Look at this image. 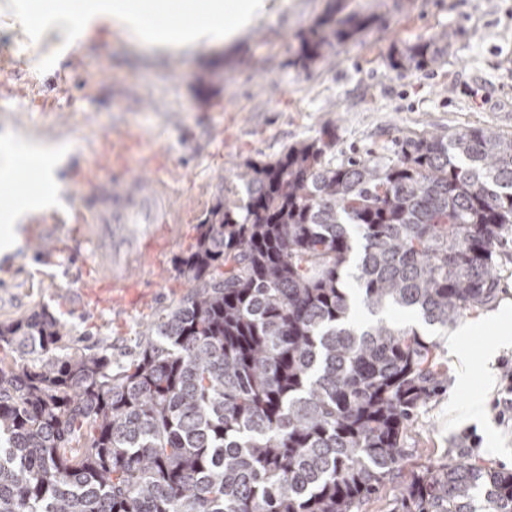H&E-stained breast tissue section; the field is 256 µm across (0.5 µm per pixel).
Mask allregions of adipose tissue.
Masks as SVG:
<instances>
[{
  "instance_id": "adipose-tissue-1",
  "label": "adipose tissue",
  "mask_w": 512,
  "mask_h": 512,
  "mask_svg": "<svg viewBox=\"0 0 512 512\" xmlns=\"http://www.w3.org/2000/svg\"><path fill=\"white\" fill-rule=\"evenodd\" d=\"M275 6V0H206L189 22L174 14L171 0H94L73 22L75 33L91 39L107 25L122 28L130 42L163 52L178 48L194 53L216 43L232 44ZM14 163L35 164L39 178L0 226V253L10 254L22 242L23 226L32 212L47 204V187L56 185L59 158L10 149Z\"/></svg>"
}]
</instances>
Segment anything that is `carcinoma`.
I'll return each instance as SVG.
<instances>
[{"label": "carcinoma", "instance_id": "obj_1", "mask_svg": "<svg viewBox=\"0 0 512 512\" xmlns=\"http://www.w3.org/2000/svg\"><path fill=\"white\" fill-rule=\"evenodd\" d=\"M368 26H320L302 58ZM445 40L395 65H437ZM334 146L325 129L237 166L228 191L245 196L200 224L187 294L127 364L63 352L44 308L0 325L18 354L0 358V512H362L392 481L448 365L416 330L354 316L446 327L494 300L512 136L414 134L393 158L339 163ZM395 512H512V472L425 465Z\"/></svg>", "mask_w": 512, "mask_h": 512}]
</instances>
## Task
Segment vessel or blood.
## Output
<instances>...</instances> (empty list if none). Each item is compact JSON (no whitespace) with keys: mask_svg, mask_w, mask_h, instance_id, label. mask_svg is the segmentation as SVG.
<instances>
[{"mask_svg":"<svg viewBox=\"0 0 512 512\" xmlns=\"http://www.w3.org/2000/svg\"><path fill=\"white\" fill-rule=\"evenodd\" d=\"M111 164L106 156L98 168L78 173V181L88 184L90 192L73 217L78 236L93 247L99 258L100 287L105 292L123 287L132 267L162 250L166 226L174 219L171 193L164 181L133 178L123 171L114 173L111 180H101L99 168ZM116 224H152L156 232L132 242L122 255L112 245V227Z\"/></svg>","mask_w":512,"mask_h":512,"instance_id":"vessel-or-blood-1","label":"vessel or blood"}]
</instances>
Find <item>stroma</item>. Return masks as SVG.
I'll use <instances>...</instances> for the list:
<instances>
[{
	"mask_svg": "<svg viewBox=\"0 0 512 512\" xmlns=\"http://www.w3.org/2000/svg\"><path fill=\"white\" fill-rule=\"evenodd\" d=\"M82 2L69 0L68 12L34 25L30 0H0V135L67 151L59 185L49 191L53 203L41 213L44 240L58 252L26 242L0 255V324L47 309L65 326L72 354L104 349L113 361H128L140 332L178 305L188 282L176 263L223 199L233 165L273 159L326 127L340 160L393 157L398 141L415 133L489 128L512 135V0H282L233 45L164 55L130 44L116 29L74 41L71 13ZM348 15L372 23L337 45L332 62L303 65L301 39L309 29ZM442 33L448 54L441 64L395 66L406 47ZM36 97L47 100L46 109L34 107ZM133 140L138 150L125 153ZM120 152L130 176L155 173L168 181L175 221L160 262L135 268L104 306L93 299L92 250L71 234L72 215L89 191L71 173ZM144 156L157 157V169L143 167ZM442 357L448 388L421 409L400 473L365 512H391L400 487L430 460L512 471V426L499 422L493 406L512 346H500L490 326ZM475 402L483 408L478 417L470 413ZM470 429L479 447L470 446Z\"/></svg>",
	"mask_w": 512,
	"mask_h": 512,
	"instance_id": "obj_1",
	"label": "stroma"
}]
</instances>
